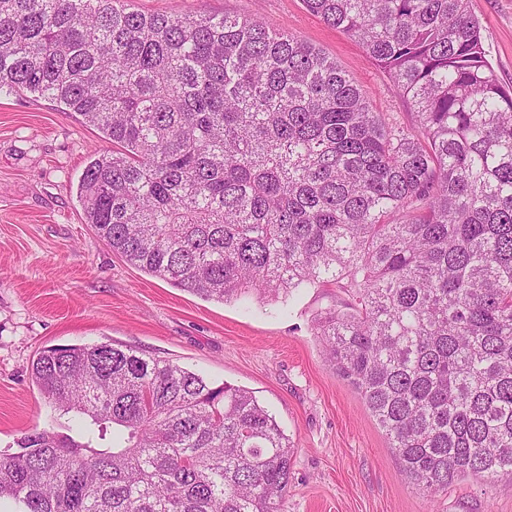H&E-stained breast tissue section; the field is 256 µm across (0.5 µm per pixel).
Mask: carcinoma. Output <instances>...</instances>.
<instances>
[{"instance_id": "cac0c4a2", "label": "carcinoma", "mask_w": 512, "mask_h": 512, "mask_svg": "<svg viewBox=\"0 0 512 512\" xmlns=\"http://www.w3.org/2000/svg\"><path fill=\"white\" fill-rule=\"evenodd\" d=\"M415 111H371L319 49L256 16L0 0V93L112 142L78 183L125 260L203 299L347 280L325 358L428 497L512 478V91L469 0H303ZM73 416L0 453L22 512H282L295 448L246 389L114 343L39 352Z\"/></svg>"}]
</instances>
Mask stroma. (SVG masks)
<instances>
[{
  "label": "stroma",
  "mask_w": 512,
  "mask_h": 512,
  "mask_svg": "<svg viewBox=\"0 0 512 512\" xmlns=\"http://www.w3.org/2000/svg\"><path fill=\"white\" fill-rule=\"evenodd\" d=\"M153 14L259 16L334 60L372 111L411 127L413 109L354 39L302 0H134ZM500 81L512 86V0H470ZM93 127L32 95L0 94V450L60 430L31 377L46 347L110 342L248 389L294 442L282 512H512V480L467 478L430 499L401 464L361 395L329 367L314 325L343 305L336 282L287 302L221 303L128 264L84 221L77 195Z\"/></svg>",
  "instance_id": "35a3bbf8"
}]
</instances>
